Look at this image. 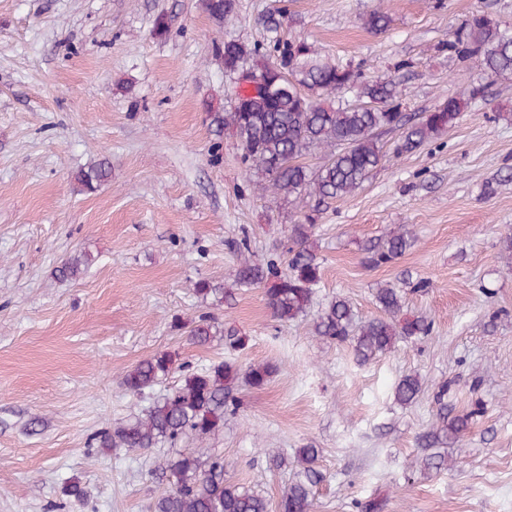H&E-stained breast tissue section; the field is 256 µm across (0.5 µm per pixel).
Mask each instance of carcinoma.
I'll list each match as a JSON object with an SVG mask.
<instances>
[{
    "instance_id": "1",
    "label": "carcinoma",
    "mask_w": 512,
    "mask_h": 512,
    "mask_svg": "<svg viewBox=\"0 0 512 512\" xmlns=\"http://www.w3.org/2000/svg\"><path fill=\"white\" fill-rule=\"evenodd\" d=\"M210 17L221 21L235 13L236 0H202ZM389 16L374 10L364 25L375 33L387 31ZM448 54L461 60L479 58L492 74H512V31L486 15L476 12L448 33ZM260 45L251 48L226 41L216 47L224 71L236 77L245 69L265 75L270 90L258 97L233 101L227 112H210V124L225 128L236 138L241 163L248 171L266 178L263 191L299 199L314 197L327 204L358 189L372 172L392 157L412 154L430 140L446 133L468 105L483 97L482 86H474L467 98L449 97L419 114L400 111V92L392 79H371L349 66L309 59V47L301 40L283 41L273 37L269 53ZM398 133L388 150L379 137ZM316 149H326L325 161L312 169L301 159ZM112 177L106 157L92 161L75 176L80 192H94ZM315 218L311 215L288 226L286 270L273 259H260L248 241L238 245L239 263L234 282L239 287L260 288L272 317L288 322L306 314L315 288L322 280L321 261L312 236ZM412 244L407 231H393L363 248V262L379 267L402 256ZM88 259L71 255L56 268L61 279H75L85 270ZM196 294L213 303H224L226 288L221 282L200 279ZM375 303L380 315L356 320L351 304L332 299L316 317L315 336L321 340L349 345L357 361L367 363L389 353L396 344L431 333L432 322L424 318H399L402 290L391 285L376 289ZM221 336L236 347L246 338L224 332L223 324L209 315L188 331L189 340L199 346ZM175 356L163 352L139 361L122 376L126 394L140 397L154 388L174 369ZM186 370L178 384L155 398L141 415L113 428L97 432L92 441L99 448H127L132 451L175 445L186 437L206 442L224 428V417L240 408L235 384L264 386L276 367L263 362L242 370L230 362ZM422 382L414 374L404 375L395 388V398L403 405L416 401ZM475 408L453 415L448 412V383L438 386L432 420L417 437L418 463L424 473L438 474L448 469V449L470 432ZM319 449L307 445L295 453L296 475L276 504L252 489L224 481V458L203 457L200 449H187L162 465L165 489L152 504V512H313L314 491L323 481Z\"/></svg>"
}]
</instances>
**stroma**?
<instances>
[{
  "label": "stroma",
  "instance_id": "stroma-1",
  "mask_svg": "<svg viewBox=\"0 0 512 512\" xmlns=\"http://www.w3.org/2000/svg\"><path fill=\"white\" fill-rule=\"evenodd\" d=\"M217 21L201 0H0V512H149L163 490L148 470L166 449L89 446L102 427L141 413L122 375L160 352L192 367L229 361L277 365L260 388H242L237 414L209 442L227 482L278 500L294 469L270 455L320 450L325 479L313 512H512V74L448 55L451 28L482 11L512 25V0H288L280 39L314 58L392 77L408 112L485 88L456 125L421 150L387 161L354 193L332 202L314 234L322 281L308 312L282 323L258 288L232 305L193 293L209 278L232 286L235 243L260 257L282 253L304 209L261 194L231 135L216 138L207 109L224 111L234 86L215 48L268 42L262 18L275 0H236ZM386 32L366 29L372 10ZM169 32L153 31L158 13ZM410 68L400 70V60ZM220 154H212L213 143ZM106 157L110 181L78 192L76 173ZM496 182L495 193L485 186ZM415 238L394 262L365 267L360 248L398 226ZM82 252L87 269L56 279ZM425 288H417V281ZM403 291V311L432 333L358 363L325 344L313 322L343 297L358 318L376 316V288ZM209 314L247 336L190 344L185 327ZM406 374L423 391L400 406ZM449 382L456 412L482 416L447 471L416 468L418 434L433 394ZM80 482L83 502L66 497Z\"/></svg>",
  "mask_w": 512,
  "mask_h": 512
}]
</instances>
